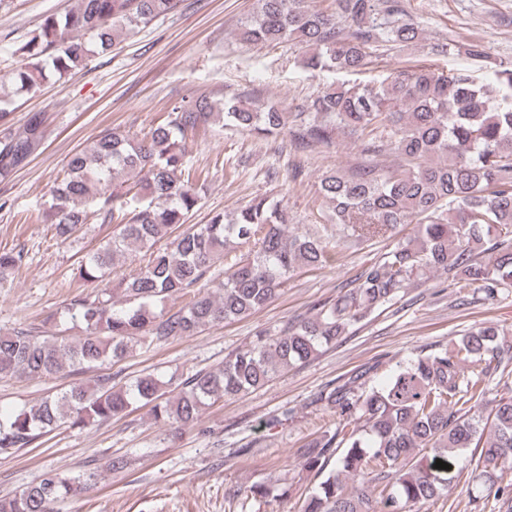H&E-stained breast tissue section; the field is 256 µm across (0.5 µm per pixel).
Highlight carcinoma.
I'll return each mask as SVG.
<instances>
[{
    "label": "carcinoma",
    "mask_w": 512,
    "mask_h": 512,
    "mask_svg": "<svg viewBox=\"0 0 512 512\" xmlns=\"http://www.w3.org/2000/svg\"><path fill=\"white\" fill-rule=\"evenodd\" d=\"M179 0H75L63 14L45 17L15 53L23 64L0 77V179L30 162L44 143L40 114L12 129L14 98L36 94L48 75L84 68L125 36L171 13ZM335 15L313 11L305 0H256L237 37L243 44L297 41L311 49L307 65L360 71L380 46L404 47L420 37L419 22L402 19L401 0H335ZM475 63L486 58L477 39L454 45ZM210 124L235 126L266 137L292 135L329 144L348 131L364 154L390 140L404 168L361 166L349 175L325 173L322 197L334 204L336 225L354 244L390 239L404 224L414 234L364 267L355 286L315 308L293 327L255 339L224 357V365L189 373L176 393L153 373L122 382L102 375L74 383L38 405L0 416V451L29 448L57 428H82L121 416L138 403L176 434L205 405L232 399L272 381L334 345L353 325L430 273L450 288L495 295L512 288V68L494 80L470 73L445 75L419 66L379 85L327 86L295 112L276 102L261 108L242 98L215 102L206 95L175 106L148 133L119 127L73 154L51 191L45 218L66 241L94 213L112 235L86 254L78 275L97 281L94 295L78 294L64 316L84 330L64 336L21 329L0 336V376L81 374L118 363L133 340L162 342L194 336L206 327L249 316L278 297L300 267L321 268L329 242L318 234L290 235L280 200L261 197L231 217L186 225L200 204L207 176L189 165L186 136ZM167 239L165 247L156 244ZM141 254L138 268L114 278L117 257ZM227 261L222 293L209 291L207 271ZM23 261L0 252V288ZM190 295L167 311L174 296ZM499 325L468 329L449 350L420 352L384 382L367 385L359 371L325 400L336 428L301 451L303 466L321 471L329 448L342 449L331 472L305 499L303 512H412L448 494L461 473L457 459L480 452L475 481L512 502L496 470L512 453V394L489 399L490 378L512 377V342ZM451 469H436V460ZM97 483L95 473H54L0 498V512H56L57 503Z\"/></svg>",
    "instance_id": "carcinoma-1"
}]
</instances>
